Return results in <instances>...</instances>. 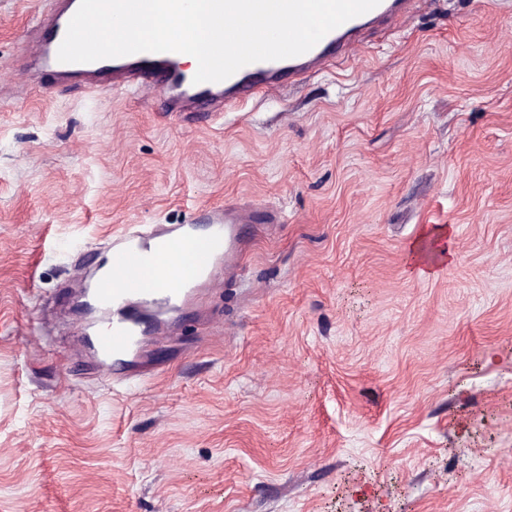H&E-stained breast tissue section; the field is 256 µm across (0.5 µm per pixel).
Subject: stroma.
Returning <instances> with one entry per match:
<instances>
[{
  "label": "stroma",
  "mask_w": 512,
  "mask_h": 512,
  "mask_svg": "<svg viewBox=\"0 0 512 512\" xmlns=\"http://www.w3.org/2000/svg\"><path fill=\"white\" fill-rule=\"evenodd\" d=\"M40 7L0 0V512H512V0L210 116L24 83ZM201 204L253 219L221 320L103 378L75 270Z\"/></svg>",
  "instance_id": "1"
}]
</instances>
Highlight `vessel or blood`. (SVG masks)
Masks as SVG:
<instances>
[{
  "instance_id": "1",
  "label": "vessel or blood",
  "mask_w": 512,
  "mask_h": 512,
  "mask_svg": "<svg viewBox=\"0 0 512 512\" xmlns=\"http://www.w3.org/2000/svg\"><path fill=\"white\" fill-rule=\"evenodd\" d=\"M80 0H46L39 10L38 38L31 47L33 68L59 79L78 78L97 91L120 86L155 96L160 111L195 114L235 108L244 100L279 90L335 59L354 60L362 31L377 23L404 22L410 0H380L372 10L328 32L306 53L242 67L220 82L194 83V73L175 52H141L89 63L57 58ZM240 218L217 206L198 208L191 223L167 231L139 224L113 236L101 260L106 272L91 297L104 324L86 340L104 376L128 379L127 368L146 334L165 336L163 324H150L146 311L170 314L197 300L223 270L234 266L245 240Z\"/></svg>"
}]
</instances>
